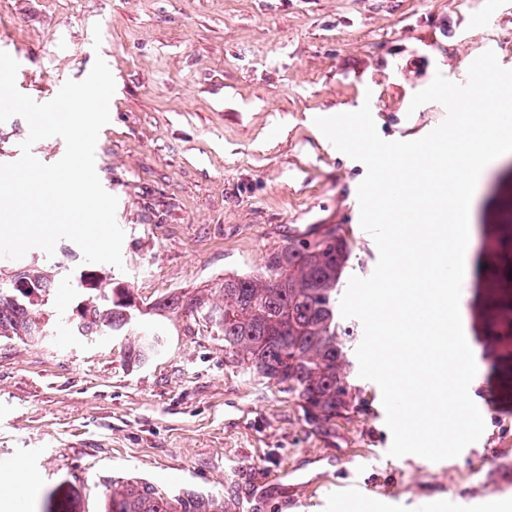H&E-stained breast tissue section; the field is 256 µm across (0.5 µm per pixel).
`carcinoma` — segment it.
Instances as JSON below:
<instances>
[{
  "label": "carcinoma",
  "instance_id": "cac0c4a2",
  "mask_svg": "<svg viewBox=\"0 0 512 512\" xmlns=\"http://www.w3.org/2000/svg\"><path fill=\"white\" fill-rule=\"evenodd\" d=\"M504 219L491 225L497 269L495 287L512 284V200L502 203ZM351 253L336 228L312 239L288 241L269 255L256 274L231 275L216 285L217 305L204 295H172L152 305L153 313L184 311L201 315L224 336V358L250 376L293 396L306 421L316 426L358 411L360 390L353 377L348 343L355 325L338 315L337 298ZM58 272L27 264L0 276V338L35 340L53 320L50 295ZM86 292L71 324L83 336H119L131 324V288L95 269L73 276ZM484 333L512 336V292L488 297ZM161 347L156 334H145L126 347L125 360L139 366ZM505 389L512 390V351L496 357ZM104 512H224L223 500L194 491L168 493L145 479L112 481L106 487Z\"/></svg>",
  "mask_w": 512,
  "mask_h": 512
}]
</instances>
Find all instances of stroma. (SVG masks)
Listing matches in <instances>:
<instances>
[{"label":"stroma","instance_id":"35a3bbf8","mask_svg":"<svg viewBox=\"0 0 512 512\" xmlns=\"http://www.w3.org/2000/svg\"><path fill=\"white\" fill-rule=\"evenodd\" d=\"M497 3L489 17L486 0H0V51L18 62L21 92L49 101L98 58L114 77L95 167L125 232L114 275L140 308L128 335H80L66 318L82 296L63 282L51 306L65 319L50 336L0 340V512L18 475L50 512H102L103 485L119 478L218 496L228 512H343L353 492L363 512H483L512 499V398L488 386L495 368L476 341L489 290L474 266L460 313L485 431L440 462L387 455L376 383L360 380L362 409L318 429L291 395L226 362L205 320L148 312L332 226L352 250L348 275L369 276L366 168L314 119L366 105L384 140L425 136L445 108L409 105L436 74L464 79L490 45L512 69V0ZM510 195L512 158L476 186L471 257H489L485 227ZM146 333L162 335L161 351L127 365L125 346ZM371 448L381 459L360 468Z\"/></svg>","mask_w":512,"mask_h":512}]
</instances>
